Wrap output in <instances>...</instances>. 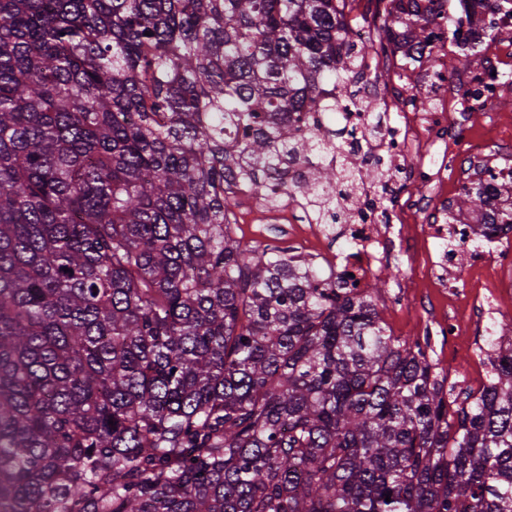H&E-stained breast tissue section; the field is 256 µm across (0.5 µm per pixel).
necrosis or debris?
<instances>
[{
    "mask_svg": "<svg viewBox=\"0 0 512 512\" xmlns=\"http://www.w3.org/2000/svg\"><path fill=\"white\" fill-rule=\"evenodd\" d=\"M420 74L438 96L436 111L412 109L411 85ZM352 79L361 96L381 109L365 112L351 103L337 113L346 154L363 160L381 157L389 186L418 183L424 195L388 206L383 196L370 193L347 223L318 224L289 190L301 173L293 165L275 191V202L238 190L236 211L256 213L264 224L287 225L289 253L320 259L336 278L350 273L363 284L385 263L423 261L430 285L441 288L452 307L451 314L430 320L428 333L462 341L463 318L501 314L503 306L512 304V228L491 230L454 210L440 215L434 201L449 171L466 158L478 162L485 183L498 189L507 183L505 168L494 158L512 150V128L493 125L476 135L467 118L473 112L498 111L512 72L501 56L489 54L467 76H449L446 68L428 62L420 72L402 74L397 89L378 94L370 89V72H356ZM336 238L344 240L343 248L333 249Z\"/></svg>",
    "mask_w": 512,
    "mask_h": 512,
    "instance_id": "1",
    "label": "necrosis or debris"
}]
</instances>
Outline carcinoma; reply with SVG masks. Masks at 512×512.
Here are the masks:
<instances>
[{"label": "carcinoma", "instance_id": "1", "mask_svg": "<svg viewBox=\"0 0 512 512\" xmlns=\"http://www.w3.org/2000/svg\"><path fill=\"white\" fill-rule=\"evenodd\" d=\"M377 2L353 51L350 0H0V512H512V349L455 406L380 278L229 232L233 186L313 159L299 192L342 223L336 185L381 170L291 121L437 31L452 74L512 15Z\"/></svg>", "mask_w": 512, "mask_h": 512}]
</instances>
